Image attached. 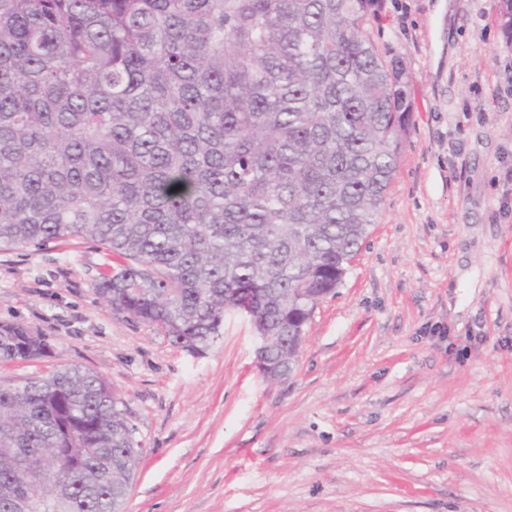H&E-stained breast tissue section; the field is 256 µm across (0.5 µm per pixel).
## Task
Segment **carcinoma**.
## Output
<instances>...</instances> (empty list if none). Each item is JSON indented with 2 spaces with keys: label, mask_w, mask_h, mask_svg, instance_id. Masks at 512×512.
<instances>
[{
  "label": "carcinoma",
  "mask_w": 512,
  "mask_h": 512,
  "mask_svg": "<svg viewBox=\"0 0 512 512\" xmlns=\"http://www.w3.org/2000/svg\"><path fill=\"white\" fill-rule=\"evenodd\" d=\"M383 0H0V248L124 259L96 293L201 354L254 307L269 360L335 293L411 124ZM512 45V0H497ZM43 336L0 324V360ZM97 373L0 385V512H121L136 429Z\"/></svg>",
  "instance_id": "obj_1"
}]
</instances>
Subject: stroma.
I'll list each match as a JSON object with an SVG mask.
<instances>
[{"instance_id":"35a3bbf8","label":"stroma","mask_w":512,"mask_h":512,"mask_svg":"<svg viewBox=\"0 0 512 512\" xmlns=\"http://www.w3.org/2000/svg\"><path fill=\"white\" fill-rule=\"evenodd\" d=\"M413 112L370 234L267 382L248 314L204 354L95 292L122 260L80 239L0 250V322L120 394L141 443L122 512H512V46L496 0H384Z\"/></svg>"}]
</instances>
